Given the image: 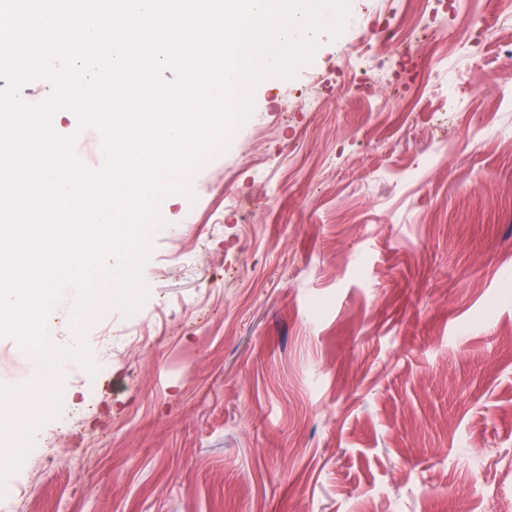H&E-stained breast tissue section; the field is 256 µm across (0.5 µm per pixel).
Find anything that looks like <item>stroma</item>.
Segmentation results:
<instances>
[{"mask_svg": "<svg viewBox=\"0 0 512 512\" xmlns=\"http://www.w3.org/2000/svg\"><path fill=\"white\" fill-rule=\"evenodd\" d=\"M511 45L512 0H351L260 83L160 202L147 300L89 328L107 371L63 363L0 512L512 507ZM38 377L0 337V384Z\"/></svg>", "mask_w": 512, "mask_h": 512, "instance_id": "35a3bbf8", "label": "stroma"}]
</instances>
